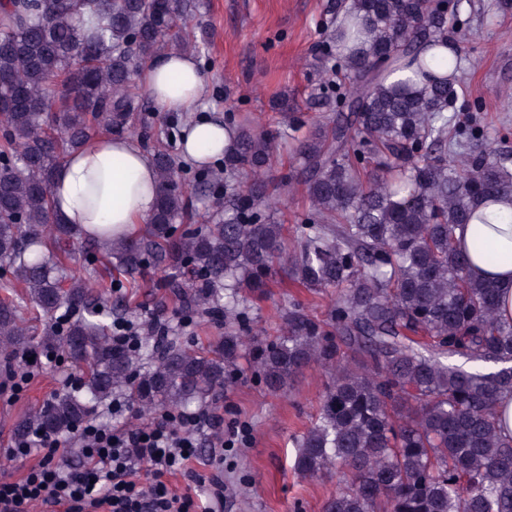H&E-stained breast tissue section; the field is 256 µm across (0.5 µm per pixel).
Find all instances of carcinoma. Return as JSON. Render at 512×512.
<instances>
[{
    "label": "carcinoma",
    "instance_id": "obj_1",
    "mask_svg": "<svg viewBox=\"0 0 512 512\" xmlns=\"http://www.w3.org/2000/svg\"><path fill=\"white\" fill-rule=\"evenodd\" d=\"M347 22L325 70L335 95L302 138L300 116L279 104L285 129L244 119L231 169L251 181L224 184L205 231L178 233L189 217L183 165L157 134L159 198L141 233L104 243L125 276L112 295L88 260L61 272L76 234L52 209L50 184L66 154L100 132L149 134L138 67L166 50L198 52L186 0H0V346L15 358L43 348L79 369L78 385L16 425L19 435L63 434L123 389L145 409L187 412L233 383L254 327L240 306L281 274L331 292L326 318L288 300L278 336L255 349L267 392L283 391L315 363L329 374L312 426L294 442L293 467L336 476L323 512H512V438L496 427L512 393V322L497 288L469 274L454 229L474 207L512 198V155L481 131L448 119L455 107L458 42L445 45L447 0H335ZM414 78L387 83L388 74ZM293 140L287 185L305 188L310 216L288 242L264 173L272 143ZM186 310L223 314V348L199 352L177 336L130 350L112 338L143 288L147 269ZM70 314L34 338L21 309ZM156 365L142 373L136 363Z\"/></svg>",
    "mask_w": 512,
    "mask_h": 512
}]
</instances>
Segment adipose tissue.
Wrapping results in <instances>:
<instances>
[{
	"mask_svg": "<svg viewBox=\"0 0 512 512\" xmlns=\"http://www.w3.org/2000/svg\"><path fill=\"white\" fill-rule=\"evenodd\" d=\"M140 80L158 111L187 116L182 156L198 165L231 152L236 133L221 117L200 115L206 79L189 53L165 52L140 69ZM55 214L83 239L129 238L156 210L154 162L131 140L102 136L69 153L50 186ZM455 245L468 255V270L499 290L498 314L512 321V199L479 208L455 228Z\"/></svg>",
	"mask_w": 512,
	"mask_h": 512,
	"instance_id": "1",
	"label": "adipose tissue"
}]
</instances>
